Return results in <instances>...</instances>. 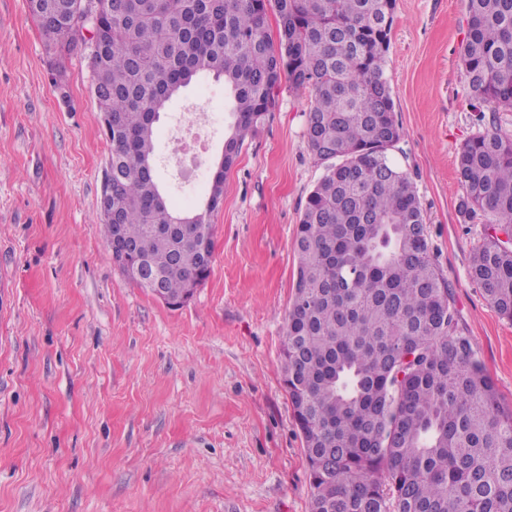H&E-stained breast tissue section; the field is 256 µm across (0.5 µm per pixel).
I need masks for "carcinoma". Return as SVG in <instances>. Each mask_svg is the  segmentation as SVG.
Segmentation results:
<instances>
[{
	"label": "carcinoma",
	"instance_id": "obj_1",
	"mask_svg": "<svg viewBox=\"0 0 512 512\" xmlns=\"http://www.w3.org/2000/svg\"><path fill=\"white\" fill-rule=\"evenodd\" d=\"M82 0H29L60 57ZM382 0H103L93 82L112 115V191L101 219L116 266L160 276L173 304L212 266L211 215L283 76L313 93L305 135L327 163L295 238L283 386L302 440L310 512H512V408L458 321L424 209L391 150L403 136L385 77ZM278 42L267 32L269 8ZM462 50L479 104L512 107V0H466ZM224 79L231 122L205 203L172 208L155 168V124L193 77ZM464 221L512 230V135L480 132L457 155ZM470 278L512 321V249L485 233Z\"/></svg>",
	"mask_w": 512,
	"mask_h": 512
}]
</instances>
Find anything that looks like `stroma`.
Here are the masks:
<instances>
[{"instance_id":"35a3bbf8","label":"stroma","mask_w":512,"mask_h":512,"mask_svg":"<svg viewBox=\"0 0 512 512\" xmlns=\"http://www.w3.org/2000/svg\"><path fill=\"white\" fill-rule=\"evenodd\" d=\"M466 0H396L385 75L403 127L392 153L420 197L460 326L512 407V323L470 278L481 219L463 222L456 157L472 135L512 134V108L478 115L461 61ZM77 42L56 60L27 0H0V512H310L302 441L283 388L294 241L325 172L305 136L308 90L281 85L211 218L213 266L174 309L129 280L101 231L112 146ZM229 122L223 81L200 76L158 123Z\"/></svg>"}]
</instances>
